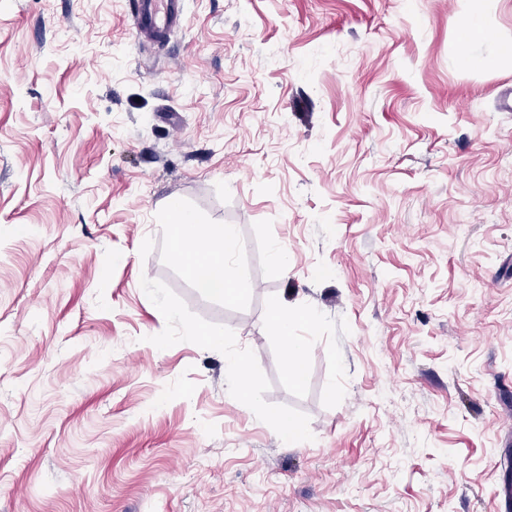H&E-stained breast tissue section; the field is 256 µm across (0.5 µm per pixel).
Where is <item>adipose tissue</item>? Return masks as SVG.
<instances>
[{
    "mask_svg": "<svg viewBox=\"0 0 512 512\" xmlns=\"http://www.w3.org/2000/svg\"><path fill=\"white\" fill-rule=\"evenodd\" d=\"M172 221L178 224L183 233L200 242L216 241L223 244V251L207 252L204 260L199 262L196 283L206 288L208 296L222 299L231 297L235 292V279L224 261V254L236 245L234 228L226 224H211L207 228H199L188 213L179 209L173 210Z\"/></svg>",
    "mask_w": 512,
    "mask_h": 512,
    "instance_id": "ef3b65f1",
    "label": "adipose tissue"
}]
</instances>
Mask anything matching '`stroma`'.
<instances>
[{
    "label": "stroma",
    "mask_w": 512,
    "mask_h": 512,
    "mask_svg": "<svg viewBox=\"0 0 512 512\" xmlns=\"http://www.w3.org/2000/svg\"><path fill=\"white\" fill-rule=\"evenodd\" d=\"M471 4L184 0L140 46L0 0V512H505L512 63L465 59L512 0ZM174 207L236 226L234 298ZM279 335L283 339V359L288 366V375L291 379L299 380L302 373L301 354L305 348L306 340L302 336H294L292 319L288 313L277 319Z\"/></svg>",
    "instance_id": "obj_1"
}]
</instances>
